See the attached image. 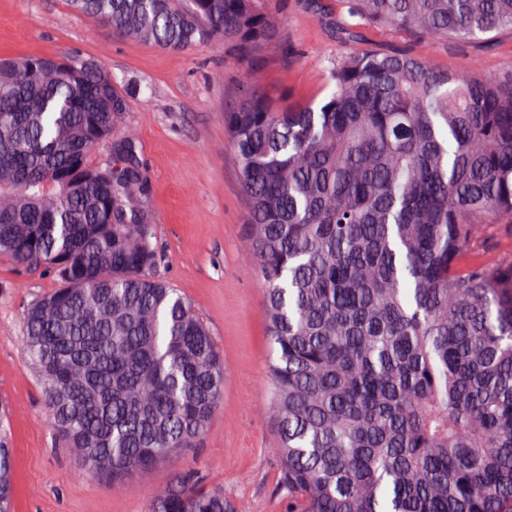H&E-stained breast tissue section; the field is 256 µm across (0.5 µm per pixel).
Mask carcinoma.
Segmentation results:
<instances>
[{
	"mask_svg": "<svg viewBox=\"0 0 512 512\" xmlns=\"http://www.w3.org/2000/svg\"><path fill=\"white\" fill-rule=\"evenodd\" d=\"M145 44L250 61L224 112L265 285L269 411L287 512H512V72L405 50L330 59L319 105L262 91L275 0H68ZM346 30L434 43L512 30V0H339ZM128 102L80 54L0 59V256L58 286L24 316L47 421L79 472L129 486L206 432L224 366L154 276L152 186ZM112 141L110 160L91 159ZM0 402V512H13ZM147 512H249L180 475ZM489 219L487 224L480 228L477 241L485 248L495 253H510L512 250V224H494Z\"/></svg>",
	"mask_w": 512,
	"mask_h": 512,
	"instance_id": "carcinoma-1",
	"label": "carcinoma"
}]
</instances>
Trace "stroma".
<instances>
[{
  "instance_id": "stroma-1",
  "label": "stroma",
  "mask_w": 512,
  "mask_h": 512,
  "mask_svg": "<svg viewBox=\"0 0 512 512\" xmlns=\"http://www.w3.org/2000/svg\"><path fill=\"white\" fill-rule=\"evenodd\" d=\"M279 39L262 53L263 87L273 98L327 94L330 58L359 47L407 49L451 71L497 77L512 71V30L480 41L430 45L366 28L360 40L340 33L336 0H278ZM77 53L102 62L126 96V123L152 181L159 261L156 274L176 288L210 328L224 359V394L206 433L178 467L157 466L131 489L82 476L48 425L40 387L23 349L24 313L54 288L0 257V401L12 448L15 512H146L176 472L223 488L250 512H285L275 489L276 431L268 412L264 283L239 245L247 204L224 112L239 99L245 59L221 44L175 52L131 41L74 12L67 0H0V58Z\"/></svg>"
}]
</instances>
